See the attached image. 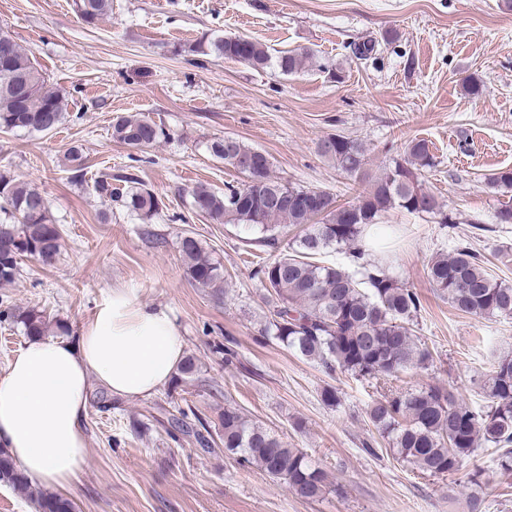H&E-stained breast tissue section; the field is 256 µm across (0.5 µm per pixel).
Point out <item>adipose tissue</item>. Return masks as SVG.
<instances>
[{
	"instance_id": "adipose-tissue-1",
	"label": "adipose tissue",
	"mask_w": 512,
	"mask_h": 512,
	"mask_svg": "<svg viewBox=\"0 0 512 512\" xmlns=\"http://www.w3.org/2000/svg\"><path fill=\"white\" fill-rule=\"evenodd\" d=\"M184 355L167 308L112 291L76 335L31 337L0 374V447L29 479L63 488L85 456L91 382L127 400L147 398L168 385Z\"/></svg>"
}]
</instances>
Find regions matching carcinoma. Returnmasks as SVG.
<instances>
[{
  "instance_id": "obj_1",
  "label": "carcinoma",
  "mask_w": 512,
  "mask_h": 512,
  "mask_svg": "<svg viewBox=\"0 0 512 512\" xmlns=\"http://www.w3.org/2000/svg\"><path fill=\"white\" fill-rule=\"evenodd\" d=\"M79 19L94 25L112 14V0H73ZM0 131L45 133L64 120L67 99L48 87L45 72L0 26ZM193 56L215 55L242 63L256 71L273 66L284 75L299 73L312 61L308 50L284 51L272 57L263 43L245 36L216 37L182 46ZM112 138L128 147L143 149L166 138L165 129L145 116H119ZM332 148L319 150L336 168L368 187L348 205L337 203L326 190L284 182L272 175L271 162L252 174L253 185H228L224 192L199 184L191 190L193 209L215 224H234L261 234L271 246L288 226L301 231L287 244L288 251L256 270L265 289L269 316L259 336L318 364L328 374L341 371L356 380L386 385L400 374L426 369L432 352L414 330L422 303L387 267L360 261L363 243L372 227L391 209L452 223L435 194L419 180L420 171L434 165L424 139L411 141L406 158L394 160L372 175L366 170L367 149L353 137L331 134ZM224 151V140L214 139L209 152L224 165L238 169L237 158L256 152L238 138ZM127 187L112 190V175L100 177L94 188L105 202H119L127 212L148 224L159 214L157 195L126 176ZM311 192L323 199L319 211L272 202L278 192ZM0 200L6 204L0 221V282L10 283L19 273L20 260L33 258L54 263L61 251V233L38 187L8 173H0ZM179 251L187 276L203 288H220L224 275L218 262L191 234L180 238ZM336 252L348 258L353 269L323 264L316 258ZM435 291L457 311L479 318L512 319V284L486 267L481 254L467 247L441 253L428 265ZM13 318L28 336L45 335L47 315L34 308ZM198 372L194 357H187L173 381L174 387ZM483 392L486 405L470 409L454 392L441 385L390 389L367 411L369 422L387 440L397 459L422 475H456L465 461L495 447L500 472L512 474V349H496ZM224 453L241 463L259 466L271 479L304 500H316L329 488L328 475L307 453L288 447L261 425L248 422L231 405L219 416L218 434ZM0 482L17 490L29 486L28 477L0 448ZM37 512H75L73 503L57 493H41Z\"/></svg>"
}]
</instances>
